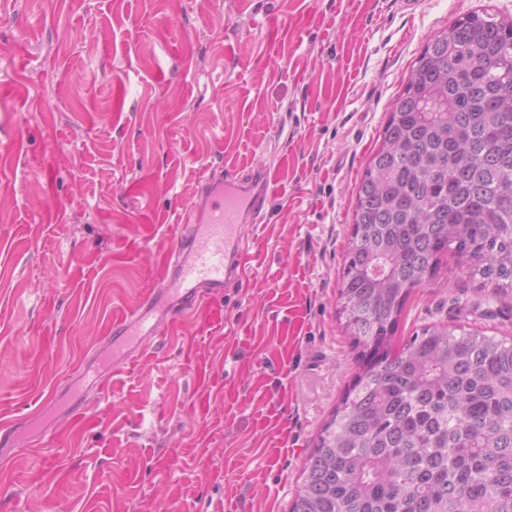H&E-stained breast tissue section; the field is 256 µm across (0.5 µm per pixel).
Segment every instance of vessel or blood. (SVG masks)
Returning a JSON list of instances; mask_svg holds the SVG:
<instances>
[{"label": "vessel or blood", "instance_id": "vessel-or-blood-1", "mask_svg": "<svg viewBox=\"0 0 512 512\" xmlns=\"http://www.w3.org/2000/svg\"><path fill=\"white\" fill-rule=\"evenodd\" d=\"M270 183L271 170L264 165L210 169L196 200L182 213L188 232L169 254L160 286L143 295L117 326L118 341L128 355L173 331V319L154 317L158 304L191 311L247 278L242 228L264 210Z\"/></svg>", "mask_w": 512, "mask_h": 512}]
</instances>
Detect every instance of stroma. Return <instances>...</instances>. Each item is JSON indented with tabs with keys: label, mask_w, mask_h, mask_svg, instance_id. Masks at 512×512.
I'll return each mask as SVG.
<instances>
[{
	"label": "stroma",
	"mask_w": 512,
	"mask_h": 512,
	"mask_svg": "<svg viewBox=\"0 0 512 512\" xmlns=\"http://www.w3.org/2000/svg\"><path fill=\"white\" fill-rule=\"evenodd\" d=\"M482 10L512 0H0V512H289L356 372L360 175L427 43ZM259 163L247 281L112 371L206 169ZM440 323L511 337L512 288L445 254L396 341Z\"/></svg>",
	"instance_id": "1"
}]
</instances>
